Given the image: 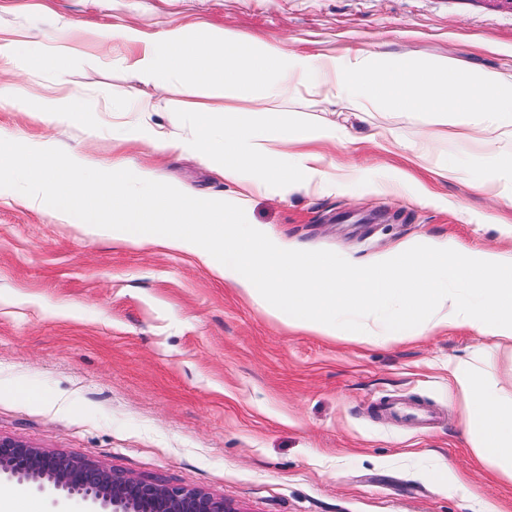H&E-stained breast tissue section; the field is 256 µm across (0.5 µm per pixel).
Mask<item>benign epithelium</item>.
Here are the masks:
<instances>
[{
    "instance_id": "7a95c632",
    "label": "benign epithelium",
    "mask_w": 512,
    "mask_h": 512,
    "mask_svg": "<svg viewBox=\"0 0 512 512\" xmlns=\"http://www.w3.org/2000/svg\"><path fill=\"white\" fill-rule=\"evenodd\" d=\"M0 476L77 497L99 512H239L205 490L135 478L86 458L0 437Z\"/></svg>"
}]
</instances>
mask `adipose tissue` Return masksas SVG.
Wrapping results in <instances>:
<instances>
[{
	"instance_id": "obj_1",
	"label": "adipose tissue",
	"mask_w": 512,
	"mask_h": 512,
	"mask_svg": "<svg viewBox=\"0 0 512 512\" xmlns=\"http://www.w3.org/2000/svg\"><path fill=\"white\" fill-rule=\"evenodd\" d=\"M121 36L138 47L132 67L140 82L163 90L176 110L195 113L196 131L181 143L135 124L120 128L118 138L196 153L235 184L233 196L202 198L122 160L64 161L50 143L15 139L0 140V185H23L32 202L112 239L193 253L265 314L300 330L333 336L368 316L366 333L379 342L459 325L512 341V250L465 253L449 238L407 239L356 265L285 242L249 220V194L270 188L284 197L298 187L360 183L352 165L333 179L323 171L326 149L350 133L333 124L270 126L262 113L218 112L199 100L258 86L272 100L304 91L361 112H425L439 126L453 114L458 127L480 129L493 146L502 130H512V74L464 72L445 57L417 63L367 50L313 54L226 30L174 26L156 38L133 29ZM448 373L478 455L512 478V402L466 362L449 363Z\"/></svg>"
}]
</instances>
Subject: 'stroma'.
I'll list each match as a JSON object with an SVG mask.
<instances>
[{
	"label": "stroma",
	"mask_w": 512,
	"mask_h": 512,
	"mask_svg": "<svg viewBox=\"0 0 512 512\" xmlns=\"http://www.w3.org/2000/svg\"><path fill=\"white\" fill-rule=\"evenodd\" d=\"M173 25L261 36L312 53L363 49L389 58L454 59L465 71L512 73V9L502 0H0V35L67 50L63 70L0 58V85L24 107H0V139L52 140L90 162L121 156L172 187L233 194L188 151L155 152L113 138L154 104L155 130L191 138L195 115L131 69L119 27L157 36ZM95 108L85 124L51 120L40 99L58 87ZM276 125L334 123L357 140L326 163L358 165L362 183L288 199L253 195L250 218L315 253L367 262L408 238L499 246L512 226V180L480 131L433 136L428 114L356 113L303 93L263 100L245 87L220 98ZM392 128L396 144L368 141ZM422 156L412 159V147ZM455 173L441 176L443 165ZM409 171L451 209L387 192ZM486 173L487 189L474 187ZM469 360L512 398V344L462 325L375 344L346 330L319 336L271 318L195 255L115 243L0 188V436L97 461L125 475L202 488L240 512H512V480L481 459L448 388V364ZM391 397L433 411L432 427L378 417ZM15 512H88L52 491L0 484Z\"/></svg>",
	"instance_id": "obj_1"
}]
</instances>
